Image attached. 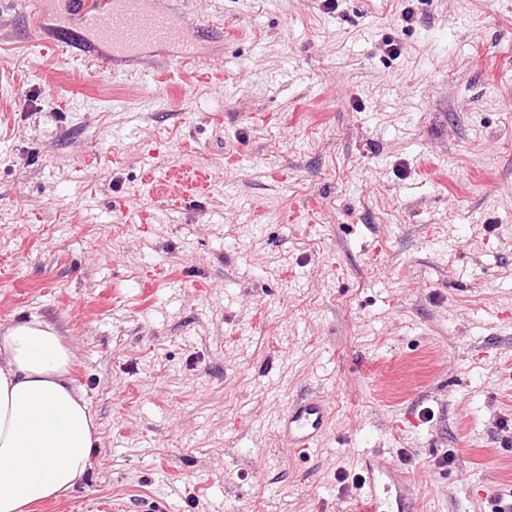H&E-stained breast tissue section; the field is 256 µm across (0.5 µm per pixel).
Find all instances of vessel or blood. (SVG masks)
I'll use <instances>...</instances> for the list:
<instances>
[{
	"label": "vessel or blood",
	"instance_id": "obj_1",
	"mask_svg": "<svg viewBox=\"0 0 512 512\" xmlns=\"http://www.w3.org/2000/svg\"><path fill=\"white\" fill-rule=\"evenodd\" d=\"M63 24H81L91 46L87 64L122 75L150 55L168 64L188 67L198 62V44L188 37L195 20L166 0H81ZM327 400L320 395L297 398L278 420L277 431L286 447H314L325 434ZM364 512H415L414 493L407 475L389 458L374 453L364 458L361 473Z\"/></svg>",
	"mask_w": 512,
	"mask_h": 512
}]
</instances>
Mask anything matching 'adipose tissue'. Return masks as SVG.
Here are the masks:
<instances>
[{
    "label": "adipose tissue",
    "mask_w": 512,
    "mask_h": 512,
    "mask_svg": "<svg viewBox=\"0 0 512 512\" xmlns=\"http://www.w3.org/2000/svg\"><path fill=\"white\" fill-rule=\"evenodd\" d=\"M73 361L46 323L0 332V512L70 492L90 465L96 425L69 379Z\"/></svg>",
    "instance_id": "1"
}]
</instances>
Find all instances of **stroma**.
Returning <instances> with one entry per match:
<instances>
[{
  "label": "stroma",
  "instance_id": "35a3bbf8",
  "mask_svg": "<svg viewBox=\"0 0 512 512\" xmlns=\"http://www.w3.org/2000/svg\"><path fill=\"white\" fill-rule=\"evenodd\" d=\"M181 7L223 38L116 78L80 29L54 51L53 21L0 0V329L51 325L98 427L74 490L30 512H350L375 452L420 512H491L512 491V0ZM308 393L328 433L282 447ZM329 405L321 395H303L288 405L278 420L277 431L287 448H313L325 434Z\"/></svg>",
  "mask_w": 512,
  "mask_h": 512
}]
</instances>
